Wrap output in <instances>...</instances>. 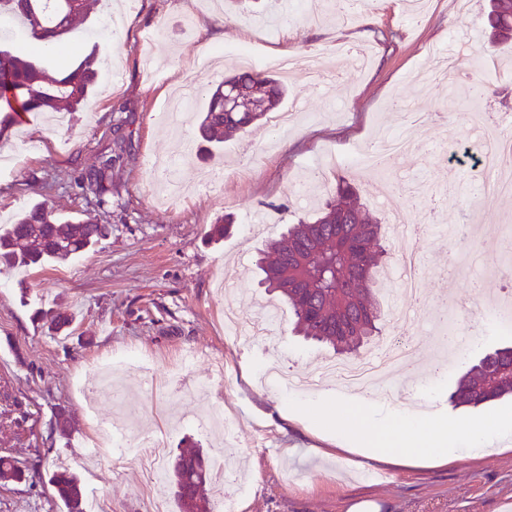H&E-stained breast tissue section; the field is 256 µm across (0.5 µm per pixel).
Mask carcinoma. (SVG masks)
Here are the masks:
<instances>
[{
    "instance_id": "1",
    "label": "carcinoma",
    "mask_w": 512,
    "mask_h": 512,
    "mask_svg": "<svg viewBox=\"0 0 512 512\" xmlns=\"http://www.w3.org/2000/svg\"><path fill=\"white\" fill-rule=\"evenodd\" d=\"M98 2L0 0V16L23 27L20 38L7 37L0 44V135L24 113H70L86 103L98 75L95 55L64 65L48 47H60L73 25L91 16ZM486 26L491 41H511L512 0H491ZM227 84L266 107L259 112L224 111ZM286 94L282 83L264 70L245 71L221 82L211 93L198 127L207 150L219 148L224 138L267 117ZM132 136L131 132L116 136L114 154L75 180L81 193L93 194L101 207L112 196V166L126 153ZM107 232L103 224L61 216L36 203L0 228V268L66 262L98 244ZM384 251L381 224L360 203L350 179L343 177L316 217L299 218L267 240L260 266L268 291L288 303L293 331L344 355L380 332L377 294ZM508 395H512V347H503L470 365L449 400L455 407H477ZM26 478L12 457L0 455V479ZM208 481L199 453L182 451L176 456L172 482L182 512L207 509ZM49 482L66 512H84L83 486L76 475L57 471Z\"/></svg>"
}]
</instances>
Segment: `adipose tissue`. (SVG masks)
I'll list each match as a JSON object with an SVG mask.
<instances>
[{
    "label": "adipose tissue",
    "instance_id": "1",
    "mask_svg": "<svg viewBox=\"0 0 512 512\" xmlns=\"http://www.w3.org/2000/svg\"><path fill=\"white\" fill-rule=\"evenodd\" d=\"M373 401L363 397L347 407L362 450L379 462L417 465L452 461L456 448L465 446L477 456L507 451L512 425L501 423L478 429L466 423L451 426L427 416H406L396 425L381 427L370 415Z\"/></svg>",
    "mask_w": 512,
    "mask_h": 512
}]
</instances>
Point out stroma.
Instances as JSON below:
<instances>
[{"mask_svg": "<svg viewBox=\"0 0 512 512\" xmlns=\"http://www.w3.org/2000/svg\"><path fill=\"white\" fill-rule=\"evenodd\" d=\"M487 7L488 0H428L416 14L410 0H346L339 20L330 13L300 15L296 0H248L244 9L229 11L214 0H101L95 20L65 42L67 59L93 50L106 59L86 105L66 126L37 112L0 137V154L16 158L0 172L1 216L45 201L60 215L104 219L109 228L96 247L67 262L0 273V455L14 458L29 476L23 483L0 480V512H65L48 483L63 467L79 477L86 499H99L103 512H149L155 491L176 503L170 482L152 488L119 453L90 447L95 414L134 424L146 435L176 425L170 459L188 446L207 460L223 451L230 467L247 473L236 512H347L364 499L379 502L381 512H499L503 500H512V450L483 457L462 450L442 466L396 467L353 452L343 413L366 393L380 400L376 418L390 423L414 407L446 424L512 419L511 397L475 409L448 403L468 365L512 344V326L476 316L494 312L512 292V279L489 274L492 258L485 248L496 242L512 249L506 235L512 195L490 207L472 196L481 142L466 121L468 103L457 101L448 85L421 90L414 81L420 65L447 48L453 33L501 65L497 73H476L469 57L459 64L463 79L475 76L490 87L483 99L487 115L512 113V47L489 44ZM114 10L121 16L117 31H97L98 19ZM374 27L398 36L391 44L377 43ZM227 47L259 57L312 55L335 79L313 87L304 68L283 75L288 94L280 109L296 115L288 133L275 134L267 124L229 137L205 157L198 117L207 92L240 64L230 56L220 71L205 75L196 62ZM185 84L199 95L183 117L184 136L177 137L156 115ZM395 98L427 120L415 130V149L390 163L389 179L337 168L325 172L310 203H299L312 159L353 154L401 124L400 114L387 108ZM121 119L134 131L133 146L112 169V199L102 209L94 196L76 195L70 182L109 152ZM28 143L36 144L35 152H25ZM169 159L179 162L171 178L158 169ZM217 167L224 182L205 193L208 173ZM341 176L355 179L362 203L380 219L382 262L389 269L398 251L387 203L420 210L441 205L435 223L414 240L423 267L421 295L409 297L386 282L382 333L359 350L370 362L381 344L433 338L437 322L428 312L446 304L451 354L439 366L434 350L418 349L402 370L409 379L405 392L347 386L290 392L256 378L272 358L298 377L323 372L335 358L293 334L291 313L260 285L256 261L282 222L321 206ZM257 211L266 213L267 223L245 232L246 219ZM227 214L234 218L231 234L209 241L211 225ZM228 304L244 321L242 336L224 334L220 313ZM58 313L70 316V324L48 331L44 316ZM190 348L199 361L185 381L171 383L173 364ZM130 352L150 366L154 383L170 384L166 409L156 407L143 371L122 367ZM104 356L111 357L118 383L122 407L116 411L89 392L96 380L89 364ZM214 406L229 413L233 441L195 425V416ZM61 409L73 420L64 435L52 427Z\"/></svg>", "mask_w": 512, "mask_h": 512, "instance_id": "1", "label": "stroma"}]
</instances>
